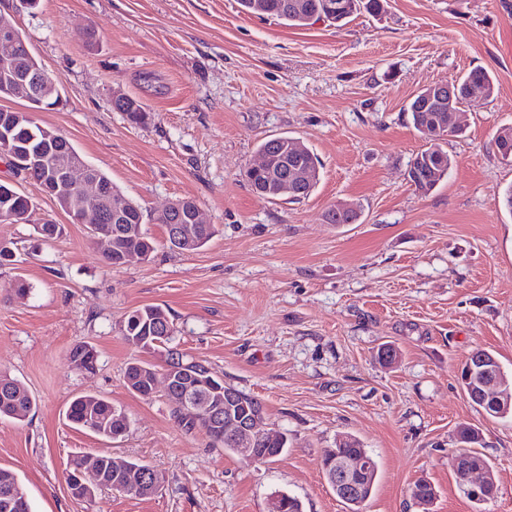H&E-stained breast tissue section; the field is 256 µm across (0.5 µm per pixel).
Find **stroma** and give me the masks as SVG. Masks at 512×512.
<instances>
[{
    "mask_svg": "<svg viewBox=\"0 0 512 512\" xmlns=\"http://www.w3.org/2000/svg\"><path fill=\"white\" fill-rule=\"evenodd\" d=\"M0 11L62 84L38 123L148 213L190 199L216 228L183 253L163 225L145 224L154 258L114 266L84 225L0 159V181L33 202L29 222H0L17 258L0 267V371L37 403L24 421L0 419V467L16 473L32 512H269L281 493L303 512H348L320 468L342 435L378 463L363 512H512V415L488 416L458 380L478 349L512 376V214L498 205L512 160L494 142L512 125V0H387L380 15L306 29L244 14L237 0H0ZM474 68L497 91L459 104L461 130L443 142L453 165L420 193L408 169L424 141L405 106ZM119 97L150 120L130 125L112 107ZM280 135L322 163L305 199L268 202L246 182L260 143ZM339 202L357 208L355 223L326 222ZM47 220L61 232L42 242L33 227ZM18 275L28 296L9 290ZM146 304L170 309L182 352L264 404L288 436L274 462L212 447L162 394L127 388L129 363L162 361L120 332ZM79 342L97 351L95 370L71 368ZM384 344L395 363L378 360ZM80 395L124 410L125 435L76 429L66 408ZM462 423L478 429L494 471L482 503L450 465ZM77 453L151 465L161 485L148 498L102 489L75 499L66 464ZM421 479L436 491L427 504L411 496Z\"/></svg>",
    "mask_w": 512,
    "mask_h": 512,
    "instance_id": "stroma-1",
    "label": "stroma"
}]
</instances>
